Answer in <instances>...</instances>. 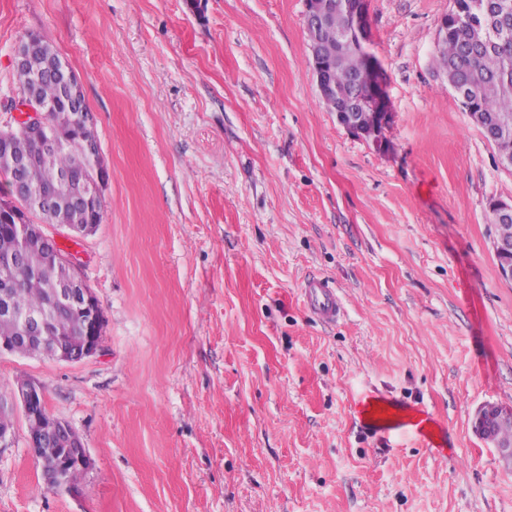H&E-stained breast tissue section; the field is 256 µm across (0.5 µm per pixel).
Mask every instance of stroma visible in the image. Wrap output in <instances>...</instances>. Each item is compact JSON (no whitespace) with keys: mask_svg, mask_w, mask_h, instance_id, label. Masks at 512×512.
<instances>
[{"mask_svg":"<svg viewBox=\"0 0 512 512\" xmlns=\"http://www.w3.org/2000/svg\"><path fill=\"white\" fill-rule=\"evenodd\" d=\"M451 3L367 0L380 149L319 96L305 0H0V126L19 38L46 35L110 173L94 234L45 227L101 305V352L0 356V397L41 384L82 439L83 492L44 486L17 409L0 512H512L474 431L512 408L489 209L512 173L433 64ZM314 275L336 324L303 306ZM301 293L306 309L324 324H332L340 316L342 302L328 280L309 279Z\"/></svg>","mask_w":512,"mask_h":512,"instance_id":"1","label":"stroma"}]
</instances>
